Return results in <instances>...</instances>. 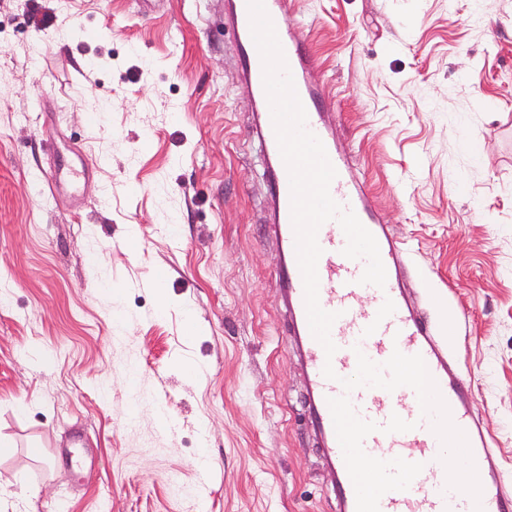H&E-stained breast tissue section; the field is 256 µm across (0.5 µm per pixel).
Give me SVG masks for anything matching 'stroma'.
<instances>
[{"label": "stroma", "mask_w": 512, "mask_h": 512, "mask_svg": "<svg viewBox=\"0 0 512 512\" xmlns=\"http://www.w3.org/2000/svg\"><path fill=\"white\" fill-rule=\"evenodd\" d=\"M293 2L512 493V0ZM225 4L0 0V512H334Z\"/></svg>", "instance_id": "1"}]
</instances>
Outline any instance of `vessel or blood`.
Instances as JSON below:
<instances>
[{
    "label": "vessel or blood",
    "mask_w": 512,
    "mask_h": 512,
    "mask_svg": "<svg viewBox=\"0 0 512 512\" xmlns=\"http://www.w3.org/2000/svg\"><path fill=\"white\" fill-rule=\"evenodd\" d=\"M264 5L306 110L307 127L322 141L337 172L330 193L343 208L352 210L373 234L386 269L384 287L361 283L366 261L344 256L347 239L338 221L329 220L319 228L317 239L322 249L317 262L319 303L324 310L337 315L330 331L337 350L333 356H326L308 324L291 221L289 173L274 131L263 83L262 59L252 36L247 0H230L224 24L230 28L239 50L241 82L250 96L261 104L260 113L254 116L261 145L275 162L269 170L268 201L280 252L277 276L281 301L291 315L289 334L300 344L299 361L306 378L310 415L330 460L336 512H357L354 485L328 406L329 398L342 395L348 396L362 419L378 426L377 431L363 441L367 454L382 448L387 459L399 457L422 466L407 489L382 495L379 512H512V494L505 493L502 480L489 460L492 436L473 417L465 381L461 376L450 374L448 353L436 336L427 309L410 298L402 276L403 250L389 233L372 194L337 139L333 128L334 109L325 103L323 92L312 77L315 59L302 49L305 27L293 18L289 0H264ZM396 351L421 355L450 410L454 425L465 433L482 488L479 500L466 498L448 488L447 472L440 459L441 443L432 430L433 419L423 415L412 388L401 386L391 392L366 387L344 390L341 381L355 373L358 354L382 363ZM328 364L332 365L335 378L324 376L323 368ZM394 415L411 422V430L385 432V425Z\"/></svg>",
    "instance_id": "vessel-or-blood-1"
}]
</instances>
